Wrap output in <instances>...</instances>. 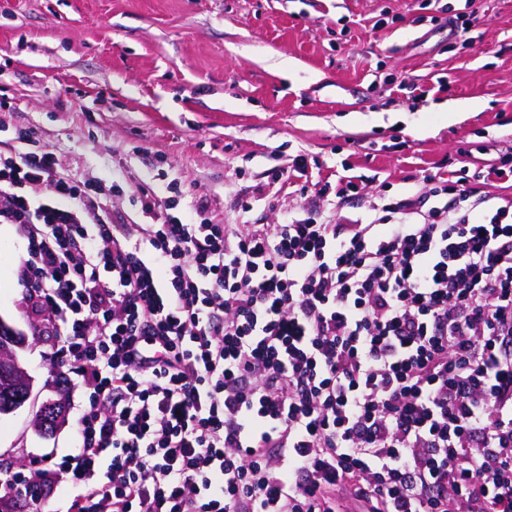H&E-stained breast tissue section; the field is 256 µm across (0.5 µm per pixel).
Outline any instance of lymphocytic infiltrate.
Masks as SVG:
<instances>
[{
    "label": "lymphocytic infiltrate",
    "mask_w": 512,
    "mask_h": 512,
    "mask_svg": "<svg viewBox=\"0 0 512 512\" xmlns=\"http://www.w3.org/2000/svg\"><path fill=\"white\" fill-rule=\"evenodd\" d=\"M142 195L116 224L50 149L0 151L27 307L83 393L76 448L0 474V512H512V198L271 226Z\"/></svg>",
    "instance_id": "f902f5d3"
}]
</instances>
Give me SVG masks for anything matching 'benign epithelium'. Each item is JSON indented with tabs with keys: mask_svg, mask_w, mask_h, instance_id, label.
<instances>
[{
	"mask_svg": "<svg viewBox=\"0 0 512 512\" xmlns=\"http://www.w3.org/2000/svg\"><path fill=\"white\" fill-rule=\"evenodd\" d=\"M26 341L25 335L0 320V388L5 390L0 415L15 411L30 397L32 380L17 358Z\"/></svg>",
	"mask_w": 512,
	"mask_h": 512,
	"instance_id": "1",
	"label": "benign epithelium"
}]
</instances>
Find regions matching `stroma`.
<instances>
[{
    "instance_id": "1",
    "label": "stroma",
    "mask_w": 512,
    "mask_h": 512,
    "mask_svg": "<svg viewBox=\"0 0 512 512\" xmlns=\"http://www.w3.org/2000/svg\"><path fill=\"white\" fill-rule=\"evenodd\" d=\"M471 14V31L448 22ZM0 146L53 149L117 224L144 223L143 186L164 198L171 184L187 218L204 202L216 222L284 224L305 215L307 183L352 224L370 203L424 198L427 175L463 159L512 156V0H0ZM346 169L365 181L340 199ZM26 257L5 225L0 319L28 338L33 388L0 416V467L75 443L80 394L50 370ZM57 399L65 420L42 433Z\"/></svg>"
}]
</instances>
